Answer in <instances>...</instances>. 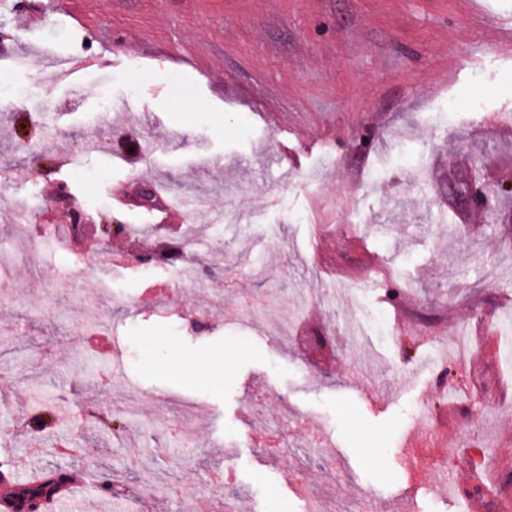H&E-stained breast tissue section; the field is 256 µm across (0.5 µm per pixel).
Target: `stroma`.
<instances>
[{
  "mask_svg": "<svg viewBox=\"0 0 512 512\" xmlns=\"http://www.w3.org/2000/svg\"><path fill=\"white\" fill-rule=\"evenodd\" d=\"M0 0V458L85 478L62 512H264L376 493L379 512H512V0ZM105 67L77 70L84 58ZM206 80H198L197 71ZM131 110L100 111V95ZM412 148L399 158L400 144ZM181 184L200 206L169 200ZM25 205V223L10 217ZM147 228L150 266L78 254L71 212ZM176 211L193 276L164 252ZM382 327L350 333L360 308ZM209 315L206 326L192 322ZM470 332L464 363L441 351ZM56 417L36 436L33 404ZM277 448L257 452L272 420ZM323 434L325 461L294 455ZM446 458L454 488L408 447ZM196 489L183 501L165 475Z\"/></svg>",
  "mask_w": 512,
  "mask_h": 512,
  "instance_id": "stroma-1",
  "label": "stroma"
}]
</instances>
